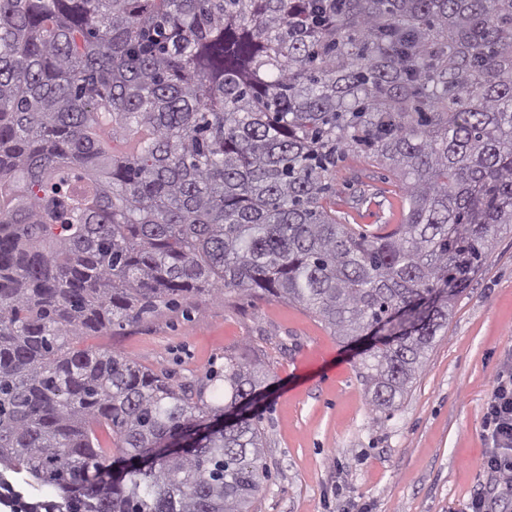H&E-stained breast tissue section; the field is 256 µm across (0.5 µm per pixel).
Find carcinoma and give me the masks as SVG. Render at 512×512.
<instances>
[{"instance_id": "obj_1", "label": "carcinoma", "mask_w": 512, "mask_h": 512, "mask_svg": "<svg viewBox=\"0 0 512 512\" xmlns=\"http://www.w3.org/2000/svg\"><path fill=\"white\" fill-rule=\"evenodd\" d=\"M349 154L388 167L400 223L341 221ZM505 228L512 0H0L3 496L256 512L261 364L226 357L215 402L70 340L260 290L374 337L387 415Z\"/></svg>"}]
</instances>
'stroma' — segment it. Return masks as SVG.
I'll list each match as a JSON object with an SVG mask.
<instances>
[{
  "instance_id": "1",
  "label": "stroma",
  "mask_w": 512,
  "mask_h": 512,
  "mask_svg": "<svg viewBox=\"0 0 512 512\" xmlns=\"http://www.w3.org/2000/svg\"><path fill=\"white\" fill-rule=\"evenodd\" d=\"M346 223L375 231L401 219L391 174L350 155L336 172ZM154 372L193 381L239 354L261 361L267 389L256 406L271 475L258 512H456L475 495L487 512H512V486L482 466L486 403L512 367V231L454 300L425 366L387 418L372 414L347 345L303 306L259 293L181 301L137 325L81 337Z\"/></svg>"
}]
</instances>
